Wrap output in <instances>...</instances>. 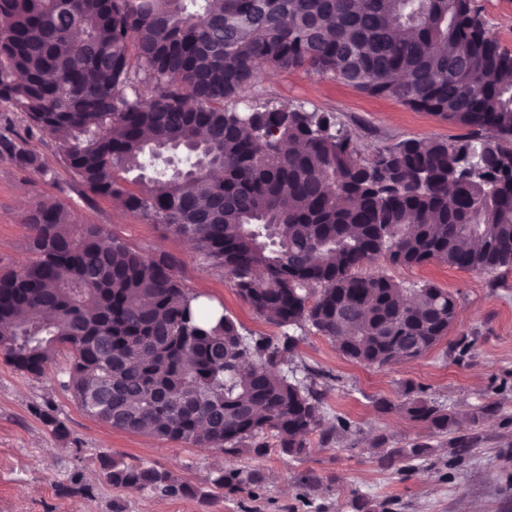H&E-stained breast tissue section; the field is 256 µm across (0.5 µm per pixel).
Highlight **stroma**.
Masks as SVG:
<instances>
[{
    "label": "stroma",
    "instance_id": "stroma-1",
    "mask_svg": "<svg viewBox=\"0 0 512 512\" xmlns=\"http://www.w3.org/2000/svg\"><path fill=\"white\" fill-rule=\"evenodd\" d=\"M245 99L335 113L365 151L405 138L452 141L463 133L397 101L372 98L333 76L302 70L265 74ZM29 145L39 153L44 172L21 170L0 156V271L20 270L30 259L27 216L36 205L56 201L79 223L101 225L142 254L173 257L185 287L223 306L245 333L281 336L280 327L238 296L223 270L206 264L181 237L114 208L112 199L87 198L52 137L34 133ZM361 273H382L406 287L433 283L457 297L458 318L424 356L382 368L346 359L334 341L311 326L292 328L296 347L290 365L320 373L325 421L345 427L329 440L310 435L309 452L299 458L273 446L262 455L246 445L227 455L219 448L116 431L85 414L59 385L58 369L70 360L67 349L57 351L53 366L40 377L0 360V512H353L358 496L387 502L389 512H512V269L483 275L435 262L395 266L382 256ZM463 337L468 347L455 349L454 341ZM410 399L476 416L465 429L470 451L456 454L447 435L410 419L401 409ZM489 403L496 404V412L480 415ZM49 416L66 425L67 441L54 437L45 423ZM380 434L392 448L426 442L433 451L385 469L369 452ZM103 454L164 467L205 489H211V473L220 467L257 470L262 478L232 491L211 489L204 506L191 498L104 483L99 476Z\"/></svg>",
    "mask_w": 512,
    "mask_h": 512
}]
</instances>
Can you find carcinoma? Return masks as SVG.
<instances>
[{"label": "carcinoma", "mask_w": 512, "mask_h": 512, "mask_svg": "<svg viewBox=\"0 0 512 512\" xmlns=\"http://www.w3.org/2000/svg\"><path fill=\"white\" fill-rule=\"evenodd\" d=\"M331 75L468 133L363 155L331 112L234 103L267 70ZM0 102L54 138L96 197L192 242L279 327L309 324L351 361L424 355L456 320L453 294L357 270L385 255L477 273L512 268V51L474 0H0ZM0 154L44 171L27 140ZM146 167L151 174L129 177ZM33 258L0 273V357L33 376L56 349L62 385L94 420L235 453L276 439L301 457L329 436L323 393L283 367L295 338L247 336L146 256L58 202L29 217ZM415 420L468 450L464 422L428 401ZM372 447L392 467L429 445ZM104 480L208 502L151 464L99 459ZM218 468L212 486L256 483Z\"/></svg>", "instance_id": "cac0c4a2"}]
</instances>
